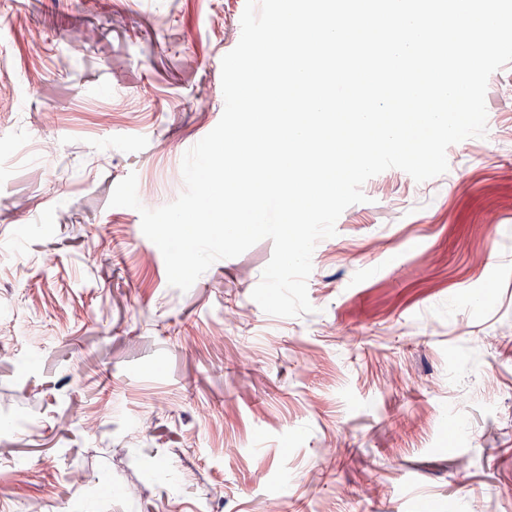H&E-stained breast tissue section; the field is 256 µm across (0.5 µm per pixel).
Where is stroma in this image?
<instances>
[{
    "instance_id": "stroma-1",
    "label": "stroma",
    "mask_w": 512,
    "mask_h": 512,
    "mask_svg": "<svg viewBox=\"0 0 512 512\" xmlns=\"http://www.w3.org/2000/svg\"><path fill=\"white\" fill-rule=\"evenodd\" d=\"M241 7L0 0V512H512V63L486 137L376 175L271 316V240L183 293L110 204L182 192Z\"/></svg>"
}]
</instances>
